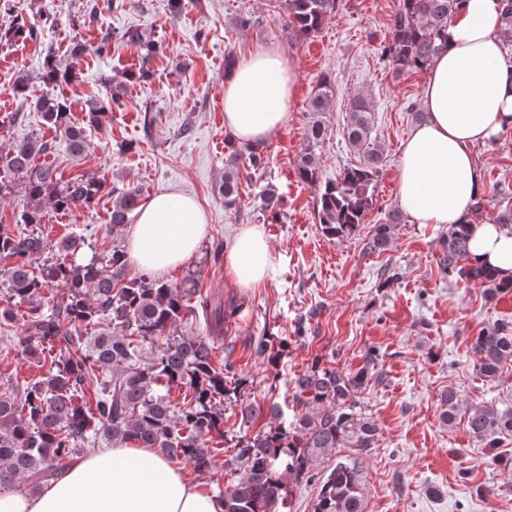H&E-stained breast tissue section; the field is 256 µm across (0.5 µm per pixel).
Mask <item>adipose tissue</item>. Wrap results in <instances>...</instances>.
Returning a JSON list of instances; mask_svg holds the SVG:
<instances>
[{"mask_svg": "<svg viewBox=\"0 0 512 512\" xmlns=\"http://www.w3.org/2000/svg\"><path fill=\"white\" fill-rule=\"evenodd\" d=\"M501 0H463L448 26V47L427 70L424 120L405 139L397 198L415 224H467L471 263L512 281V228L474 223L484 193L472 150L512 128V63L501 30ZM294 73L273 48L242 57L224 81V128L237 142L264 143L288 120ZM207 230L198 202L179 191L152 197L137 211L129 257L163 273L188 258ZM273 254L263 229L241 228L224 256L238 286L264 283ZM206 485L188 481L182 465L152 448L114 445L76 456L68 469L34 493L0 492V512H223Z\"/></svg>", "mask_w": 512, "mask_h": 512, "instance_id": "adipose-tissue-1", "label": "adipose tissue"}]
</instances>
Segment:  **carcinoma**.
I'll list each match as a JSON object with an SVG mask.
<instances>
[{"label": "carcinoma", "mask_w": 512, "mask_h": 512, "mask_svg": "<svg viewBox=\"0 0 512 512\" xmlns=\"http://www.w3.org/2000/svg\"><path fill=\"white\" fill-rule=\"evenodd\" d=\"M282 9L285 27L295 38L317 33L335 15L339 0H274ZM462 0H398L392 15L390 38L382 56L395 77L427 71L448 44V23ZM37 25L16 17L0 41L34 38ZM119 39L136 47L141 64L128 79H146L157 43L140 28H126ZM72 75L61 69L52 47L44 50L38 80L21 74L14 92L34 99L44 124L60 135L74 156L84 153L87 129L107 122L122 106V88L104 98L86 102L84 125L70 120L67 101L48 91ZM335 89L328 76L321 78L309 99L311 121L307 145L295 159V171L304 183L319 182L320 160L315 146L325 136L322 115L334 107ZM345 136L363 160L351 165L334 181L325 182L316 200V220L330 240L350 233L376 206V187L382 165L380 145L372 138L375 111L368 98L350 102ZM233 160H247L246 177L261 168L264 158L247 144L229 141ZM53 150L41 135L28 138L0 155V197L21 183L27 205L21 223L28 231L0 225V277L13 305L0 310L10 321L18 310L22 335L16 337L21 352L46 369L41 376L11 389H0V491L25 484L37 490L52 481L77 455L100 445L156 448L171 460L205 472L219 453H230L236 482L219 494L224 512H278L285 502L282 475L300 482L315 465L336 448L366 450L377 441L375 420L362 411L355 395L370 381H380L376 355L369 352L355 370L340 368L317 358L292 381L296 411L289 425L280 419L279 403L266 407L240 405V426L224 429V406L240 401L248 378L237 373L230 360L216 367L208 336H176L184 317H204L212 333L224 330L238 307L212 303L201 295L193 277L181 283L159 278L130 277L124 250L94 255L87 263L75 256L84 247L81 236L66 235L56 241L45 237L40 224L45 206L75 214L91 208L106 189L105 183L76 175L62 179L51 165L37 166L38 155ZM233 169L224 173L218 192L224 207L240 209L241 178ZM110 225L121 228L141 205L138 188L112 190ZM401 215L393 212L374 225L365 249L385 250L392 225ZM470 233L464 224H452L440 259L443 272L466 284L475 282L493 295L512 292L495 273L469 263ZM58 288L57 299L48 293ZM477 371L485 378L497 375L512 358V322L497 323L474 337ZM184 391L182 402L171 400L173 389ZM443 418L453 422L459 402L454 391L442 395ZM269 416L255 433L253 422ZM470 435L488 448L502 436L512 435V404L476 406L467 412ZM360 470L356 461H339L322 481L314 512H362Z\"/></svg>", "instance_id": "1"}]
</instances>
